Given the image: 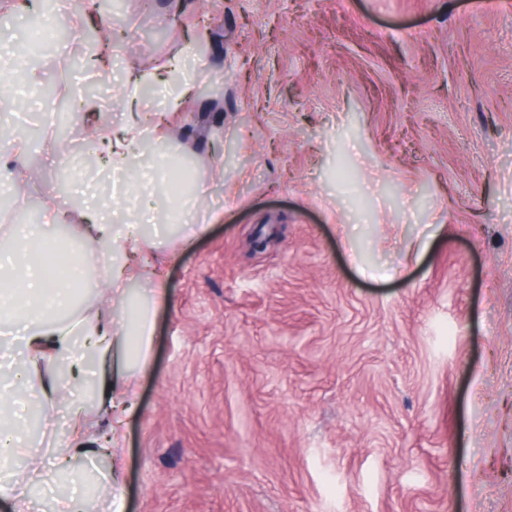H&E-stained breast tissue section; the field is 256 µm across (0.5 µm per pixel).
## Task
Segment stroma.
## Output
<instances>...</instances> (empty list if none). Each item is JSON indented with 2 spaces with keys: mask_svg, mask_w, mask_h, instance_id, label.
<instances>
[{
  "mask_svg": "<svg viewBox=\"0 0 512 512\" xmlns=\"http://www.w3.org/2000/svg\"><path fill=\"white\" fill-rule=\"evenodd\" d=\"M183 2L175 19L169 0H131L110 77L65 68L75 33L46 69L101 86L115 129L125 74L191 57L197 85L224 79L167 129L209 228L148 254L168 260V294L123 425L125 512H512V0ZM43 15L0 14V66L21 88L0 125L40 138L31 177L0 192L78 219L73 200L111 201L112 183L73 114L58 188L55 121L11 53ZM75 247L78 318L109 294L103 246ZM97 402L67 388L28 444L58 446L75 403L97 440ZM84 471L73 488L43 469L33 512L75 493L109 512L101 458Z\"/></svg>",
  "mask_w": 512,
  "mask_h": 512,
  "instance_id": "stroma-1",
  "label": "stroma"
}]
</instances>
